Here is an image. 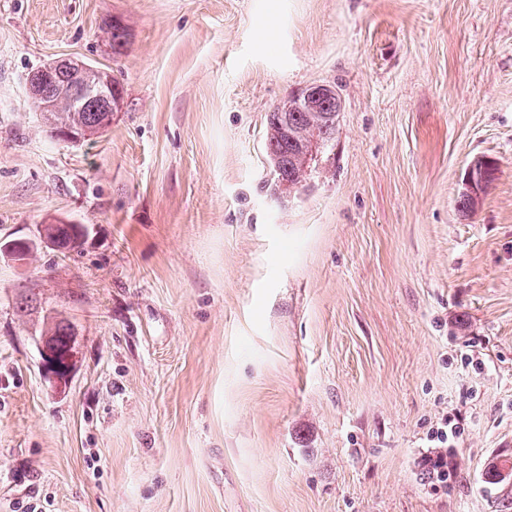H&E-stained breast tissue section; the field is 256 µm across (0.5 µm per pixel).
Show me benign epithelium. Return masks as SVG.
<instances>
[{"label":"benign epithelium","instance_id":"obj_1","mask_svg":"<svg viewBox=\"0 0 512 512\" xmlns=\"http://www.w3.org/2000/svg\"><path fill=\"white\" fill-rule=\"evenodd\" d=\"M28 94L41 112L60 111L59 101L63 97L73 111L89 106L94 112H112V86L95 69L77 59L62 58L39 68L28 78ZM326 95H335V88L328 84H315L308 87L298 102L310 105ZM88 133L85 127L63 125L59 127L58 138L77 143ZM37 348L54 388L66 390L78 368L77 336H71L64 349L57 348L51 337L41 336Z\"/></svg>","mask_w":512,"mask_h":512}]
</instances>
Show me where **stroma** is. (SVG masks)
I'll use <instances>...</instances> for the list:
<instances>
[{"label": "stroma", "mask_w": 512, "mask_h": 512, "mask_svg": "<svg viewBox=\"0 0 512 512\" xmlns=\"http://www.w3.org/2000/svg\"><path fill=\"white\" fill-rule=\"evenodd\" d=\"M64 57L124 88L81 146L27 90ZM316 83L336 139L280 198L266 115ZM54 216L80 251L0 257V512H512V0H0V238ZM41 305L42 303L38 300L35 306L28 305L25 308L17 306V308L23 313L33 312L40 308L41 312L44 313L42 316V331L51 332L54 340H51V336H40L37 348L42 359V366L46 371L47 377L52 380L54 388L59 391H65L78 368L79 344L77 334L73 328L72 336L70 326L63 321L58 324L56 323L55 320L60 315L59 313L50 309L44 310ZM53 313L55 316H52ZM53 342L58 347H65L67 342L68 345L64 349H58Z\"/></svg>", "instance_id": "1"}]
</instances>
